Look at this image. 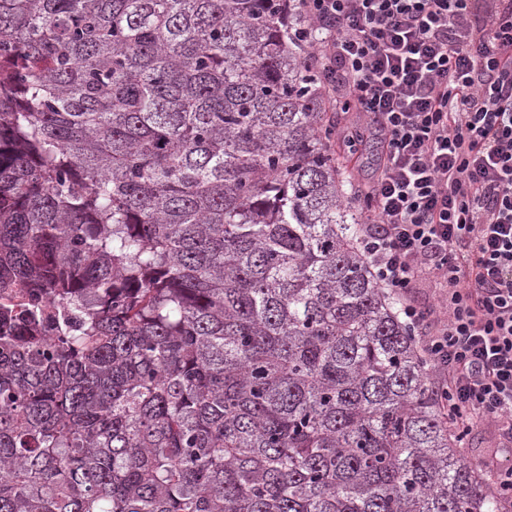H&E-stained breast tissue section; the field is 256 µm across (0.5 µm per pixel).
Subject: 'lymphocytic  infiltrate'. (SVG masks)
Returning <instances> with one entry per match:
<instances>
[{
  "label": "lymphocytic infiltrate",
  "instance_id": "1",
  "mask_svg": "<svg viewBox=\"0 0 512 512\" xmlns=\"http://www.w3.org/2000/svg\"><path fill=\"white\" fill-rule=\"evenodd\" d=\"M296 32L381 159L359 248L397 295L461 434L512 450V0H298ZM438 291L414 305L415 288Z\"/></svg>",
  "mask_w": 512,
  "mask_h": 512
}]
</instances>
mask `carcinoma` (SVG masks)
Returning a JSON list of instances; mask_svg holds the SVG:
<instances>
[{
    "mask_svg": "<svg viewBox=\"0 0 512 512\" xmlns=\"http://www.w3.org/2000/svg\"><path fill=\"white\" fill-rule=\"evenodd\" d=\"M292 0H0V512H512L361 255Z\"/></svg>",
    "mask_w": 512,
    "mask_h": 512,
    "instance_id": "1",
    "label": "carcinoma"
}]
</instances>
